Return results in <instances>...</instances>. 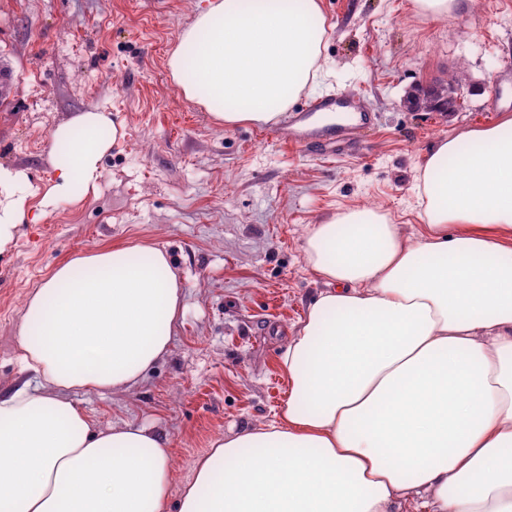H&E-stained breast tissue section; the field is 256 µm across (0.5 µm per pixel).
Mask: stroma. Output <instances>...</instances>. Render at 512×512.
I'll return each mask as SVG.
<instances>
[{"label": "stroma", "instance_id": "1", "mask_svg": "<svg viewBox=\"0 0 512 512\" xmlns=\"http://www.w3.org/2000/svg\"><path fill=\"white\" fill-rule=\"evenodd\" d=\"M207 0H0V164L32 188L54 177L49 135L111 113L125 135L97 195L32 209L0 252V395L23 372L14 339L28 293L66 258L112 245L163 247L183 288L169 352L127 392L74 396L101 429L162 432L174 480L213 438L269 422L288 385L276 357L325 281L306 265L309 225L374 205L417 234L414 177L440 140L512 113V0L433 20L412 0H323L330 72L316 96L377 113L359 147L328 156L282 143L279 124H214L172 82L166 53ZM458 80L453 112L409 108L415 87Z\"/></svg>", "mask_w": 512, "mask_h": 512}]
</instances>
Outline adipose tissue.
I'll use <instances>...</instances> for the list:
<instances>
[{"label":"adipose tissue","mask_w":512,"mask_h":512,"mask_svg":"<svg viewBox=\"0 0 512 512\" xmlns=\"http://www.w3.org/2000/svg\"><path fill=\"white\" fill-rule=\"evenodd\" d=\"M321 0H208L166 66L218 124L271 125L318 86ZM120 135L110 113L49 137L43 200L96 193ZM414 240L380 209L310 225L326 282L277 357L273 420L214 439L173 480L161 432L94 428L76 392L120 393L169 351L183 295L165 250L66 259L28 296L17 339L33 381L0 396V512H512V115L448 138L418 166ZM0 165V250L28 216Z\"/></svg>","instance_id":"obj_1"}]
</instances>
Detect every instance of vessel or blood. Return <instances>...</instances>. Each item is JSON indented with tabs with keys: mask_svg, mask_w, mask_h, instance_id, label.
<instances>
[{
	"mask_svg": "<svg viewBox=\"0 0 512 512\" xmlns=\"http://www.w3.org/2000/svg\"><path fill=\"white\" fill-rule=\"evenodd\" d=\"M348 104L345 98H321L305 103L298 111L289 114L281 132L282 139L295 144H327L338 150L356 147L360 134L374 127L375 113L367 110L352 112L345 121L334 125L317 126L312 122L317 114L332 112L336 107Z\"/></svg>",
	"mask_w": 512,
	"mask_h": 512,
	"instance_id": "b4317fda",
	"label": "vessel or blood"
}]
</instances>
